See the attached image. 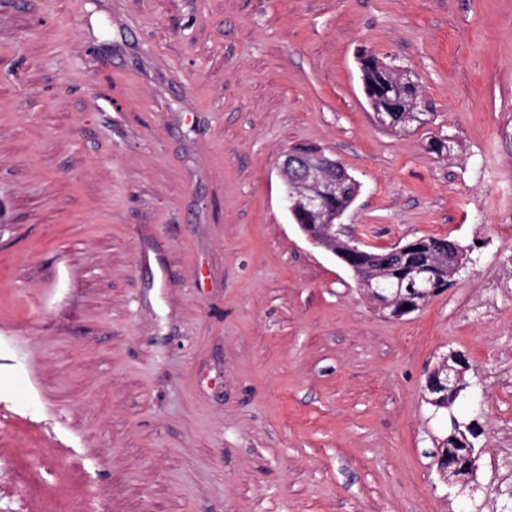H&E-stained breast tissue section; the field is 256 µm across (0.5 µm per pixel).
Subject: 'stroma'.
I'll return each mask as SVG.
<instances>
[{
  "instance_id": "obj_1",
  "label": "stroma",
  "mask_w": 512,
  "mask_h": 512,
  "mask_svg": "<svg viewBox=\"0 0 512 512\" xmlns=\"http://www.w3.org/2000/svg\"><path fill=\"white\" fill-rule=\"evenodd\" d=\"M364 52L432 124L378 123ZM298 145L360 182L369 245L465 246L454 286L381 317L284 207ZM508 222L512 0H0V454L69 512H469L512 479ZM452 351L472 497L429 456ZM450 362V363H449ZM467 368L465 358L459 353H450L442 357L441 362L429 374L424 391L428 390L426 395L430 399H436L435 402L427 401L434 408V413L448 411V401L457 396L463 387V373ZM471 387L467 382L463 391ZM429 390H444V392H431Z\"/></svg>"
}]
</instances>
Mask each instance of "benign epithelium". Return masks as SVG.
<instances>
[{
  "mask_svg": "<svg viewBox=\"0 0 512 512\" xmlns=\"http://www.w3.org/2000/svg\"><path fill=\"white\" fill-rule=\"evenodd\" d=\"M280 174L285 186V207L307 240L336 256L353 272L361 271L354 264V259L371 251V246L355 235L349 225L339 223L341 212L329 207V201L345 186L355 191L360 188L347 168L319 148L304 147L283 153ZM410 247L409 242L385 247L387 261L372 272V279L362 281L363 295L372 301L379 313L391 318L410 314L415 310V305L404 309L402 299L382 294L372 287L371 280H377L385 272L399 267ZM466 368L465 358L457 352L442 357L439 365L430 372L425 389L444 390L450 399L457 396L463 387ZM438 471L448 472L450 484L476 481L477 468L474 466L465 472L452 467H440Z\"/></svg>",
  "mask_w": 512,
  "mask_h": 512,
  "instance_id": "1",
  "label": "benign epithelium"
}]
</instances>
